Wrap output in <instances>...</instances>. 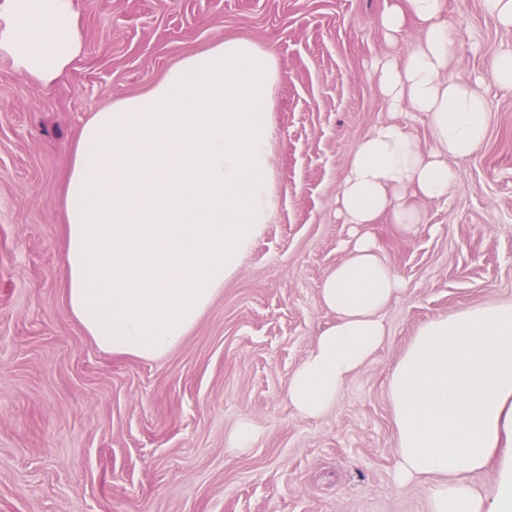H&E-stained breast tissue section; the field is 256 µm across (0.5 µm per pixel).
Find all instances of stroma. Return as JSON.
I'll use <instances>...</instances> for the list:
<instances>
[{
  "mask_svg": "<svg viewBox=\"0 0 512 512\" xmlns=\"http://www.w3.org/2000/svg\"><path fill=\"white\" fill-rule=\"evenodd\" d=\"M80 55L50 85L0 50V512H428L427 480L396 485L389 376L419 326L512 300V89L488 78L512 48L483 0H448L464 52L453 77H483L489 133L443 202L412 228L371 225L404 289L373 361L336 407L299 416L293 371L333 316L319 288L350 225L336 216L356 142L390 117L372 65L389 43L384 0H73ZM248 35L278 60L280 206L238 274L157 360L99 348L65 301L61 189L91 112L159 80L180 58ZM258 437L233 451L241 420Z\"/></svg>",
  "mask_w": 512,
  "mask_h": 512,
  "instance_id": "1",
  "label": "stroma"
}]
</instances>
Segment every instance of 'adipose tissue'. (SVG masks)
Listing matches in <instances>:
<instances>
[{
    "mask_svg": "<svg viewBox=\"0 0 512 512\" xmlns=\"http://www.w3.org/2000/svg\"><path fill=\"white\" fill-rule=\"evenodd\" d=\"M447 0H386L379 25L396 41L421 32L408 55L374 66L394 111L423 113V149L399 122L375 125L346 166L339 213L353 225L347 256L319 296L334 319L293 372L288 401L304 417L333 409L344 382L383 344V313L401 281L368 227L418 223L408 196L439 202L458 164L489 126L482 78L449 76L462 53ZM0 49L42 86L82 49L72 0H7ZM274 52L249 36L183 57L156 84L84 122L64 182L66 301L103 349L145 360L173 350L235 276L277 215ZM399 482L430 479L429 512H512V301L423 323L388 381ZM496 465L489 497L469 482Z\"/></svg>",
    "mask_w": 512,
    "mask_h": 512,
    "instance_id": "ef3b65f1",
    "label": "adipose tissue"
}]
</instances>
